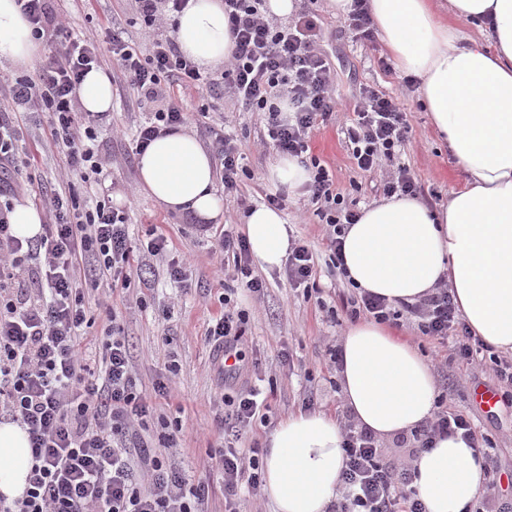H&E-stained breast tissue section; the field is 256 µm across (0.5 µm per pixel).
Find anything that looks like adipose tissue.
Returning <instances> with one entry per match:
<instances>
[{
    "mask_svg": "<svg viewBox=\"0 0 512 512\" xmlns=\"http://www.w3.org/2000/svg\"><path fill=\"white\" fill-rule=\"evenodd\" d=\"M381 43L418 95L460 165L464 183L446 204L392 196L346 225L343 260L360 292L414 302L447 281L463 320L493 348L512 352V0H368ZM182 52L203 68L224 65L232 42L222 0H188L175 17ZM471 33H464V26ZM42 43L16 0H0V61L31 65ZM83 111L112 109V81L91 70L78 88ZM138 186L164 210L206 224L223 214L211 156L183 129L159 136L138 161ZM243 232L256 263L281 266L290 235L282 211L259 204ZM341 398L382 439L434 417L431 366L396 329L362 319L341 341ZM343 433L333 417L298 413L271 433L264 488L272 512H327L340 484ZM29 443L0 423V494L26 488ZM427 512H465L486 486V457L461 436L436 439L413 462Z\"/></svg>",
    "mask_w": 512,
    "mask_h": 512,
    "instance_id": "adipose-tissue-1",
    "label": "adipose tissue"
}]
</instances>
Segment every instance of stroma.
I'll use <instances>...</instances> for the list:
<instances>
[{
    "label": "stroma",
    "instance_id": "35a3bbf8",
    "mask_svg": "<svg viewBox=\"0 0 512 512\" xmlns=\"http://www.w3.org/2000/svg\"><path fill=\"white\" fill-rule=\"evenodd\" d=\"M300 8L314 12L325 29L320 48L332 65L337 99L355 102L365 87L402 95L414 135L398 152L396 163L418 179L424 189L422 198L429 206L447 202L462 183L463 173L447 143L434 133L416 87H403L398 70L387 72L378 67V59L387 55L381 42L364 43L350 33L339 32V17L328 0H300ZM55 11L72 35L96 44L101 67L112 79L111 128L98 138L104 171L88 181L76 182L75 191L84 201L122 193L131 202L126 217L132 241L148 239L153 233L168 240L167 258L141 268L139 280L133 281L130 289H111L104 280L99 293L107 297L127 336L143 383L170 377V394L157 402L156 413L170 421L181 420L180 447L174 462L202 477L211 470L212 454L224 447V430L216 421L223 407V390L213 368L212 350L204 340L207 328L224 312L225 274L234 268L231 258L221 257L218 238L225 225H241L244 215L272 194L266 165L276 150L265 141L266 129L259 114L247 111L230 93L181 92L185 107L207 104L218 108L240 139L254 176L243 180L238 193L223 195V223L204 226L191 215L163 210L138 187L137 157L131 144L136 127L147 122L150 114L139 107L135 91L122 79L111 53L113 32H121L126 40L144 49L153 40L152 32L141 26L133 0H56ZM17 145L18 181L47 188L67 181L59 150L45 140L41 115H31L21 125ZM311 153L332 168L336 187L346 200L362 207L382 199L386 171L363 174L356 169L340 123L313 131ZM284 213L292 241L307 243L317 256L316 284L321 294L316 300L305 299L302 289L289 286L283 270L257 267L254 275L266 283L263 294L251 297L242 293L237 298L239 307L248 313L245 350L261 359L252 381L262 391L270 420L269 426L258 424L247 433L241 442L245 448L255 442L265 443L272 426L304 411L305 401H313L315 410L332 414L341 405L333 386L336 374L328 368V349L339 344L348 325L341 299L352 295L353 289L332 266L322 226L306 194L287 196ZM184 253L190 254L191 263L180 284L170 278L168 261ZM396 328L428 357L436 385L446 394L449 406L464 414L477 433L492 440L494 464L512 471V389L494 378L489 351H482L471 366L461 368L445 362L444 352L407 320H398ZM284 348L293 356V367L282 366L277 359ZM480 387L497 391L500 402L494 412H485L476 404L474 392Z\"/></svg>",
    "mask_w": 512,
    "mask_h": 512
}]
</instances>
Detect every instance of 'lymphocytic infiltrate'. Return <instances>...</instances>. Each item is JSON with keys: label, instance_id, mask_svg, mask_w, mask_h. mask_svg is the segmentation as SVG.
Returning a JSON list of instances; mask_svg holds the SVG:
<instances>
[{"label": "lymphocytic infiltrate", "instance_id": "1", "mask_svg": "<svg viewBox=\"0 0 512 512\" xmlns=\"http://www.w3.org/2000/svg\"><path fill=\"white\" fill-rule=\"evenodd\" d=\"M36 38L63 41L64 48L36 78L10 83L5 94L11 114L0 121V416L28 434L30 459L27 488L21 497L0 496V512H203L208 479H189L174 466L170 451L176 431L159 436L142 433L153 410V397H166L169 386L139 381L121 327L108 325L101 346L85 336L94 310L105 301L94 290L100 279L112 287L130 288L133 260L146 263L167 254V240L157 235L141 247L129 239L125 213L111 201L81 209L74 195L44 189L33 196L36 207L51 217L35 239L16 237L9 216L21 190L14 179L12 133L31 113L49 116L46 135L62 149L70 172L87 179L102 171L96 140L107 115L82 111L75 89L99 67L93 42L72 37L57 21L52 0H17ZM144 28L155 31L149 50L112 36V56L149 122L138 127L136 153H143L160 134L193 121L176 98V88L201 92L227 90L251 112L264 116L270 143L297 158L310 172L308 200L315 206L328 247L342 256L345 225L355 223L337 192L329 167L310 152L311 134L344 111L333 91V72L319 44L324 29L317 15L300 11L279 21L266 14V0H224V14L234 49L222 72L201 71L180 50L161 19L181 11L187 0H134ZM344 134L358 171L371 173L393 162L412 132L398 97L363 88ZM212 146L223 170L224 191L237 192L248 174L241 143L223 124H209ZM234 259L245 288L259 294L261 279L252 277L245 237L228 227L221 243ZM236 288L224 289V314L205 334L214 352L224 354L215 370L234 395L225 397L221 423L226 446L215 461L224 486V512H242L241 488L261 491L264 450L238 447L260 416L258 391L245 382L249 371L242 350L248 315L239 309ZM390 322L405 318L438 347L449 348L459 365L471 364L484 343L472 335L447 286L402 308L369 293L344 307L348 318L360 312ZM344 461L340 488L329 512H427L413 486L410 457L436 438L462 434L476 448L491 447L463 414L440 404L429 420L399 440L408 456L389 453L369 431L342 416Z\"/></svg>", "mask_w": 512, "mask_h": 512}]
</instances>
